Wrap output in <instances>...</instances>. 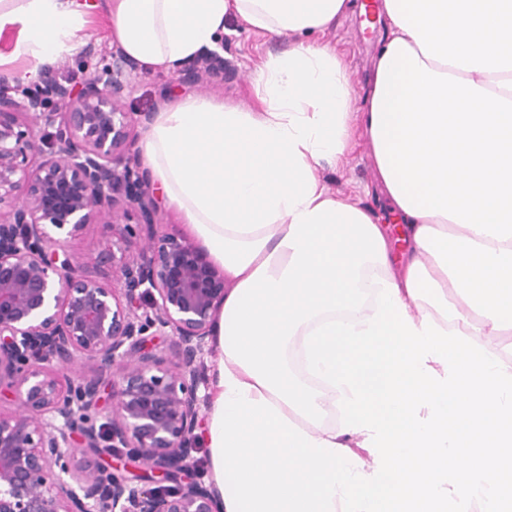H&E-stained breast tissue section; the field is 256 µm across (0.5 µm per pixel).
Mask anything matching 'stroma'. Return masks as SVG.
<instances>
[{
  "label": "stroma",
  "instance_id": "35a3bbf8",
  "mask_svg": "<svg viewBox=\"0 0 512 512\" xmlns=\"http://www.w3.org/2000/svg\"><path fill=\"white\" fill-rule=\"evenodd\" d=\"M386 17H378L374 35H366L361 15L341 17L328 30L325 41L335 46L350 74L356 99H363L364 90L372 81L377 48L387 32ZM288 37L270 38L259 31L247 28L236 20L225 25L219 52L224 58L223 78L203 76L199 83H179L174 73L152 71L136 67L130 76L131 89L125 99L126 111L133 114L156 112L165 99L188 94L206 98H220L228 104L250 106L255 97L251 76L254 69L268 55L287 49ZM90 47L88 58L73 56L54 62L53 67L60 80L74 85L81 84L96 70L101 69L112 55L108 39L107 20L96 15L92 34L84 39ZM321 175L335 193L348 196L359 205L388 214L389 203L376 187L372 163L368 156L364 137H357L354 149L338 167L323 168Z\"/></svg>",
  "mask_w": 512,
  "mask_h": 512
}]
</instances>
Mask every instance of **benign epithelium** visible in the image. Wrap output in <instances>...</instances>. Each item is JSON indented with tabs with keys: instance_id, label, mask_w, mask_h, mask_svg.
<instances>
[{
	"instance_id": "7a95c632",
	"label": "benign epithelium",
	"mask_w": 512,
	"mask_h": 512,
	"mask_svg": "<svg viewBox=\"0 0 512 512\" xmlns=\"http://www.w3.org/2000/svg\"><path fill=\"white\" fill-rule=\"evenodd\" d=\"M132 68L115 52L79 87L47 66L0 91V403L14 405L0 411V512H218L194 444L224 274L161 231L149 172L121 161ZM203 73L224 74V57L184 76ZM92 224L112 233L101 257L70 246ZM102 259L110 280L87 273ZM88 452L127 459L154 486Z\"/></svg>"
}]
</instances>
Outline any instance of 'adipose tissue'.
<instances>
[{"label":"adipose tissue","instance_id":"adipose-tissue-1","mask_svg":"<svg viewBox=\"0 0 512 512\" xmlns=\"http://www.w3.org/2000/svg\"><path fill=\"white\" fill-rule=\"evenodd\" d=\"M352 0H105L109 41L150 70L215 48L228 18L295 34L252 75L250 108L188 95L155 112L139 157L224 271L218 360L313 439L361 447L330 424L337 389L306 369L305 334L377 310L373 277L469 336L512 333V0H382L381 42L355 108L335 49L312 40ZM92 0H0V75L39 79L74 55ZM358 120L375 179L401 224L331 192L320 168L352 147Z\"/></svg>","mask_w":512,"mask_h":512}]
</instances>
